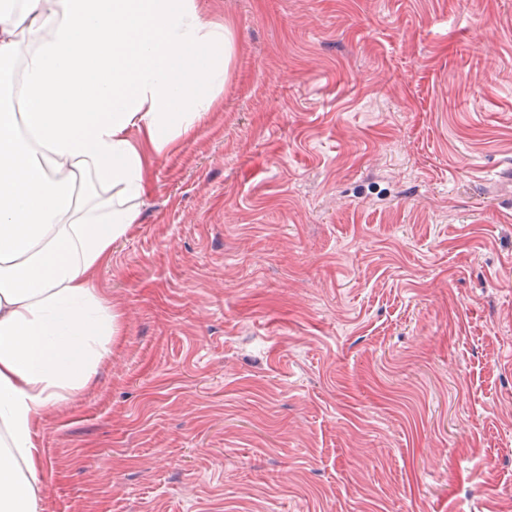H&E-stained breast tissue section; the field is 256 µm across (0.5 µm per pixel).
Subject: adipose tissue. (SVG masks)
<instances>
[{"label": "adipose tissue", "mask_w": 512, "mask_h": 512, "mask_svg": "<svg viewBox=\"0 0 512 512\" xmlns=\"http://www.w3.org/2000/svg\"><path fill=\"white\" fill-rule=\"evenodd\" d=\"M228 27L196 0H0V512H38V426L112 360L95 271L138 223L151 156L211 111Z\"/></svg>", "instance_id": "adipose-tissue-1"}]
</instances>
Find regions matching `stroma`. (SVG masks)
Wrapping results in <instances>:
<instances>
[{
  "label": "stroma",
  "instance_id": "obj_1",
  "mask_svg": "<svg viewBox=\"0 0 512 512\" xmlns=\"http://www.w3.org/2000/svg\"><path fill=\"white\" fill-rule=\"evenodd\" d=\"M230 76L97 285L42 512H512V0H199Z\"/></svg>",
  "mask_w": 512,
  "mask_h": 512
}]
</instances>
